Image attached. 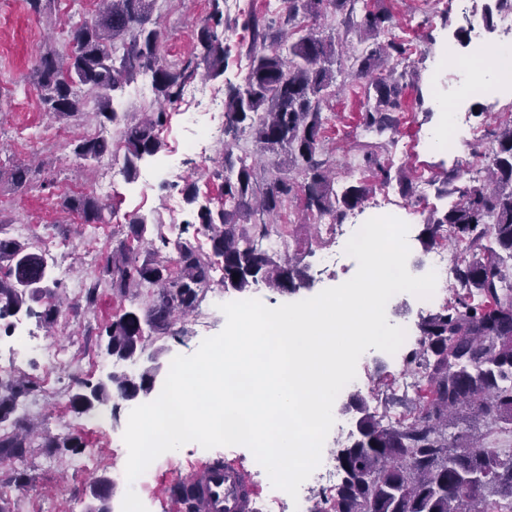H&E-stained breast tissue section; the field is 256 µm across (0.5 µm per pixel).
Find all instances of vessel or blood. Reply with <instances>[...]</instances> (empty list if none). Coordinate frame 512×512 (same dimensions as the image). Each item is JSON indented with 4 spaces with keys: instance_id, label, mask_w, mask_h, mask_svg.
<instances>
[{
    "instance_id": "1",
    "label": "vessel or blood",
    "mask_w": 512,
    "mask_h": 512,
    "mask_svg": "<svg viewBox=\"0 0 512 512\" xmlns=\"http://www.w3.org/2000/svg\"><path fill=\"white\" fill-rule=\"evenodd\" d=\"M200 512H250L256 490L236 463L206 466L184 479Z\"/></svg>"
}]
</instances>
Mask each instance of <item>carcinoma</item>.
<instances>
[{
  "instance_id": "1",
  "label": "carcinoma",
  "mask_w": 512,
  "mask_h": 512,
  "mask_svg": "<svg viewBox=\"0 0 512 512\" xmlns=\"http://www.w3.org/2000/svg\"><path fill=\"white\" fill-rule=\"evenodd\" d=\"M195 28L192 55L170 62L161 53L162 30L153 17L156 0H98L92 18L71 30L73 49L61 54L43 52L32 69V80L46 109L59 120L77 121L85 115L80 87L96 93L94 116L124 122L126 158L141 159L161 149L155 129L165 120V108L175 105L184 85L204 69L216 78L224 73V12L220 0ZM352 0H288L286 28L279 39L288 43V55L267 42L266 25L255 16L244 22L251 31L250 68L243 84L228 88L224 102L222 171L217 177L220 202L216 209L198 213L201 229L209 235L215 256L222 258L224 288L244 291L263 285L294 293L305 279L292 259L283 261L266 251L261 241L270 236V220L292 200L296 183L285 174L295 170L304 178L305 209L321 216L332 212L341 221L360 208L371 189L364 183L338 193L323 138L322 110L336 85L332 69L338 51L333 39L316 28L296 23L299 14L318 20L325 7L346 11ZM386 10L368 11L357 26L366 38H377L391 25ZM123 50L120 63L115 53ZM403 43L376 42L364 56L351 54L350 74L376 75V96L363 113L366 127L379 132L400 125L402 93L396 66L405 60ZM151 77L158 110L133 122L113 108L112 92ZM248 136L258 156L269 164L260 175L244 160L234 161L233 148ZM85 161L99 163L109 153L100 140H83L74 148ZM489 159L487 176L470 178L458 188L459 199L439 217L424 224L420 239L431 249L449 226L462 246L455 256L458 290L454 300L421 318L419 347L406 358L421 367L423 388L417 395L419 414L384 426L369 412L367 399L350 397L359 413V437L338 451L342 473L334 492L321 498L313 512H491L492 499L512 502V458L494 448H458L448 441V417L469 408L495 422L512 423V279L503 270L512 258V124L494 133L492 145L482 151ZM70 208L85 223L101 222L106 205L93 195L74 199ZM0 219V328L9 331L10 318L31 304L48 300L38 313L54 322L59 305L49 287L48 260L38 247L20 240ZM162 247L139 261L127 241L112 249L108 267L112 292L120 297L147 293L144 311L122 309L105 327L107 352L122 359L145 350L144 326L167 336L180 315L193 311L199 293L209 285L211 263L188 242L175 243L176 258L162 255L169 241L158 235ZM154 374L150 367L137 374L115 370L108 381L85 382L70 397L75 411L106 406L112 396L125 401L150 394ZM31 391L24 379L0 380V421L8 419ZM32 427L17 420L14 429L0 434V459L22 458L32 447ZM75 436L44 440V448H79Z\"/></svg>"
}]
</instances>
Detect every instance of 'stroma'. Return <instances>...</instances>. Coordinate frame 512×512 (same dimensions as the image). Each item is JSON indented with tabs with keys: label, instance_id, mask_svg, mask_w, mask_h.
<instances>
[{
	"label": "stroma",
	"instance_id": "stroma-1",
	"mask_svg": "<svg viewBox=\"0 0 512 512\" xmlns=\"http://www.w3.org/2000/svg\"><path fill=\"white\" fill-rule=\"evenodd\" d=\"M495 0H355L356 13L384 9L393 16L389 35L405 43L408 58L407 75L401 95V123L397 131L381 134L366 130L360 116L366 103V80L350 75L337 76L333 94L323 108L326 144L335 153L336 182L345 184L361 181L371 186L373 194L388 193L393 203H401L405 196L397 181L382 182L377 163L368 162L364 144L378 146V163H388L391 147L398 139H413L414 152L404 158L401 166L410 171L413 179L426 176L431 180L427 195L416 211L407 213L409 226L407 241L410 254L407 265L412 275L421 276L429 270V251L423 247L420 235L425 222L433 212H444L448 200L441 196L444 174L462 169L463 162L472 154L473 142L459 144L453 152L439 154L431 151L425 141L426 133L438 125L440 114L430 103L434 61L445 46H454L458 54L469 55L472 45L457 40V29L465 26L467 16L483 18L485 9ZM89 0H49L47 12L57 17L60 29L47 28L45 21L31 15L24 0H0V168L17 165L32 167L30 184L22 190L9 181L0 182V216L12 224H25L32 235L43 229L55 233L60 245L53 255V277L56 290L65 304L52 325H44L37 315H23L27 329L40 337L42 352L29 357L15 372L16 377L35 383V390L26 399L28 418L34 419L43 434L50 436L72 434L82 439L85 452L93 453V468L79 470L73 467V453L53 448L31 449L24 464L0 460V505L7 512H90L94 500L91 483L102 476L123 470L127 448L123 433L127 425V403L117 400L115 415L99 423L90 413L74 414L69 403L80 381L93 383L106 380L111 372V359L105 352V326L122 307H140L144 296L119 297L113 294L105 272L112 256V245L128 220L144 218L149 230H162L169 242H190L204 254H211V242L200 231L197 220L199 206L217 207L220 179L213 174V156L220 146L210 147L201 155L188 150L191 135L183 122L187 112L201 113L210 120L207 102H189L180 99L168 108L165 123L158 127L161 150L137 163L135 173L125 172L115 182L110 193L102 195L105 204L104 220L98 224L85 223L79 212L66 209L71 199L97 193L98 186L111 166L124 168L125 157H106L96 166L92 179H85L78 170L79 160L73 153L74 142L82 137L97 135L104 140L120 139L119 128L112 123H99L95 118V100H88L87 118L77 126H69V141L59 144L43 134L44 127L58 126L59 121L44 111L38 96L30 92L29 75L45 47H54L66 53L68 33L87 17ZM211 9L210 0H157L155 14L165 35L163 53L167 59L188 56L194 49L193 28ZM224 18L230 26L226 33L229 48L228 65L222 76L214 79L219 90L242 83L248 69L247 48L249 31L243 30V13L225 10ZM465 109L468 121L482 128L486 134L483 146H490V134L495 130L498 115L512 110V94H476L469 98ZM352 159L353 167H346L345 159ZM175 162L180 166L179 187L170 188L147 177L153 165ZM195 182L200 195L197 203L182 204L179 223H172L168 207L170 194H183V185ZM278 229L288 233L290 245L287 256L299 261L306 274V284L297 294L280 293L263 286L245 292L223 289L219 279H212L201 301L211 294L223 293L225 299L238 301L256 299L269 307L294 302L296 297L311 298L322 290L338 286L353 277L357 271L354 258L343 259L341 267L323 269L319 255L327 242L320 235L317 217L303 210L302 198H294L281 213ZM94 288L95 303L75 299L77 287ZM224 328L223 316H216L209 329H200L194 316H187L178 324L173 336L149 334L141 366L153 368L156 386H163L172 359L197 351L207 336H214ZM71 336L76 346L85 353L82 361L46 371L45 364L64 336ZM357 369L365 385L362 394L373 397L384 391L386 384L395 381L405 371L403 358H395L377 351L359 359ZM448 437L455 446L465 447L473 438L483 445L499 449L502 456L512 457V425L485 421L467 413L457 414L448 425ZM229 459L239 462L249 472L258 488H265L267 478L263 468L248 448L213 449L189 443L178 455H161L152 463L153 477L139 492L148 512H177L168 487L186 476L198 464Z\"/></svg>",
	"mask_w": 512,
	"mask_h": 512
}]
</instances>
